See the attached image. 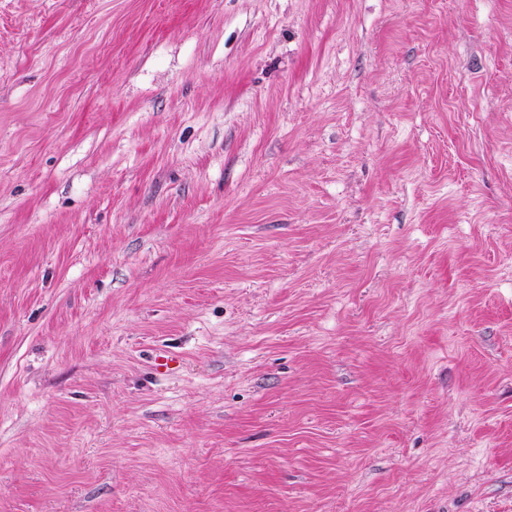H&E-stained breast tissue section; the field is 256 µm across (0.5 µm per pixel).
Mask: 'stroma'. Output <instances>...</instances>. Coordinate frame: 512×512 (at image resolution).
<instances>
[{
    "label": "stroma",
    "instance_id": "1",
    "mask_svg": "<svg viewBox=\"0 0 512 512\" xmlns=\"http://www.w3.org/2000/svg\"><path fill=\"white\" fill-rule=\"evenodd\" d=\"M0 512H512V0H0Z\"/></svg>",
    "mask_w": 512,
    "mask_h": 512
}]
</instances>
